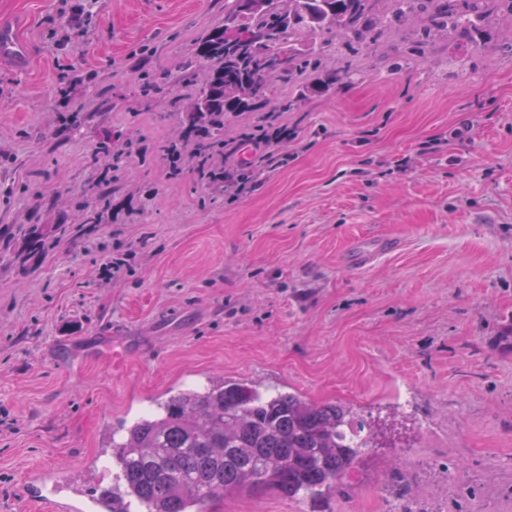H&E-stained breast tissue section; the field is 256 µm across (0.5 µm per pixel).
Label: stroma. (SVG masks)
Instances as JSON below:
<instances>
[{
  "mask_svg": "<svg viewBox=\"0 0 512 512\" xmlns=\"http://www.w3.org/2000/svg\"><path fill=\"white\" fill-rule=\"evenodd\" d=\"M65 8L0 0L30 51L0 67V512H44L21 496L32 473L88 465L108 431L216 377L371 427L324 512H386L399 455L424 512H512V18L487 12L471 44L417 48L412 21L355 55L331 38L321 68L350 66L349 86L282 112L292 87L274 78L225 122L236 141L275 110L296 133L276 146L287 166L230 201L164 152L206 71L181 64L224 0H90L60 47ZM129 138L140 153L120 155ZM89 210L93 232L30 252L29 230ZM117 251L133 271L104 279ZM311 510L273 492L204 507Z\"/></svg>",
  "mask_w": 512,
  "mask_h": 512,
  "instance_id": "1",
  "label": "stroma"
}]
</instances>
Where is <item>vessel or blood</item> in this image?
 Here are the masks:
<instances>
[{
  "instance_id": "1",
  "label": "vessel or blood",
  "mask_w": 512,
  "mask_h": 512,
  "mask_svg": "<svg viewBox=\"0 0 512 512\" xmlns=\"http://www.w3.org/2000/svg\"><path fill=\"white\" fill-rule=\"evenodd\" d=\"M24 67L28 56L19 40L14 25L0 23V62ZM118 471L111 461H104L95 486H88L89 476L82 471L58 475L44 474L25 483V498L48 501L53 512H112V487L117 482Z\"/></svg>"
}]
</instances>
